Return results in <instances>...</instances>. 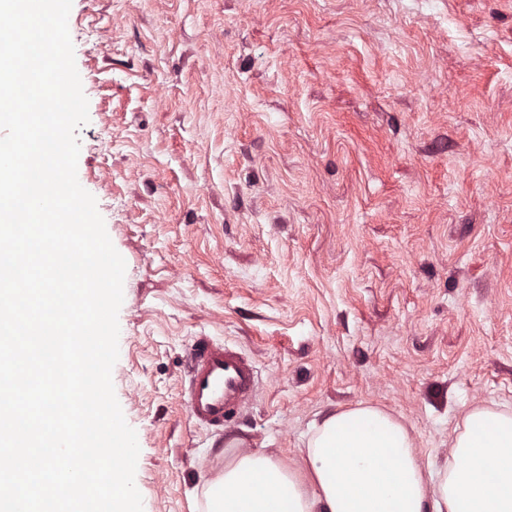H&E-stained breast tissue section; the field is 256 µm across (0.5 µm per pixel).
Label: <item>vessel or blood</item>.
<instances>
[{"mask_svg":"<svg viewBox=\"0 0 512 512\" xmlns=\"http://www.w3.org/2000/svg\"><path fill=\"white\" fill-rule=\"evenodd\" d=\"M258 387L255 361L243 349L210 336L193 339L183 401L197 426L223 429L252 403Z\"/></svg>","mask_w":512,"mask_h":512,"instance_id":"b4317fda","label":"vessel or blood"}]
</instances>
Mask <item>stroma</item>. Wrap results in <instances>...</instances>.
<instances>
[{
	"mask_svg": "<svg viewBox=\"0 0 512 512\" xmlns=\"http://www.w3.org/2000/svg\"><path fill=\"white\" fill-rule=\"evenodd\" d=\"M68 27L143 512L360 402L439 462L512 406V0H72ZM202 333L261 382L220 434L180 402Z\"/></svg>",
	"mask_w": 512,
	"mask_h": 512,
	"instance_id": "obj_1",
	"label": "stroma"
}]
</instances>
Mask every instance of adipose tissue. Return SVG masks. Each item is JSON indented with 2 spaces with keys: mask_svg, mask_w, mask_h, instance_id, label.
I'll list each match as a JSON object with an SVG mask.
<instances>
[{
  "mask_svg": "<svg viewBox=\"0 0 512 512\" xmlns=\"http://www.w3.org/2000/svg\"><path fill=\"white\" fill-rule=\"evenodd\" d=\"M201 496L205 512H512V408L466 410L433 467L401 418L360 402L312 424L300 465L240 454Z\"/></svg>",
  "mask_w": 512,
  "mask_h": 512,
  "instance_id": "ef3b65f1",
  "label": "adipose tissue"
}]
</instances>
